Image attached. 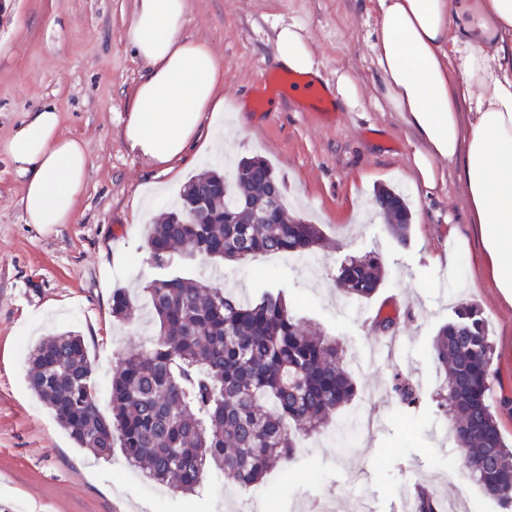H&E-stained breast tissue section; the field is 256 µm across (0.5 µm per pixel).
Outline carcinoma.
<instances>
[{
    "label": "carcinoma",
    "mask_w": 512,
    "mask_h": 512,
    "mask_svg": "<svg viewBox=\"0 0 512 512\" xmlns=\"http://www.w3.org/2000/svg\"><path fill=\"white\" fill-rule=\"evenodd\" d=\"M285 192L268 162L243 157L228 172L209 170L189 180L177 204L153 225L147 248L160 274L145 294L157 331L148 347L115 365L112 418L99 411L82 336L64 332L34 346L28 388L77 447L105 460L119 447L151 479L178 491H195L207 466L246 490L273 464L292 462L297 434L324 428L352 400L355 383L343 346L293 315L285 289L268 287L242 301L218 282L173 269L183 247L193 256L227 261L313 253L322 227L289 219ZM374 202L390 235L406 243L412 213L404 195L382 187ZM268 204L271 222L253 223L254 211ZM335 281L346 297L371 298L383 281L379 254L345 259ZM133 314L126 291L115 289L112 317L128 322ZM432 351L447 376L438 405L452 418L465 470L512 508V448L488 403L493 346L481 309L456 307ZM392 390L404 406L419 402L418 388L398 373ZM413 502L415 512H441L426 485L415 488Z\"/></svg>",
    "instance_id": "obj_1"
}]
</instances>
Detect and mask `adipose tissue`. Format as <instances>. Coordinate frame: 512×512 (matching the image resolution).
Returning a JSON list of instances; mask_svg holds the SVG:
<instances>
[{"instance_id":"adipose-tissue-1","label":"adipose tissue","mask_w":512,"mask_h":512,"mask_svg":"<svg viewBox=\"0 0 512 512\" xmlns=\"http://www.w3.org/2000/svg\"><path fill=\"white\" fill-rule=\"evenodd\" d=\"M374 3L380 96L421 142L408 177L433 192L447 173L456 175L485 276L512 304V0H486L496 25L492 43L486 26L457 28L456 0ZM188 7L189 0H135L126 34L143 71L123 104V136L165 172L186 160L213 113L224 109L221 61L183 34ZM273 41L279 70L318 75L304 26L275 24ZM454 56L463 60L455 75L448 70ZM465 101L473 104L467 117ZM0 149L23 179L26 223H73L89 157L81 140L61 134L55 106L27 113Z\"/></svg>"}]
</instances>
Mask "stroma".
I'll list each match as a JSON object with an SVG mask.
<instances>
[{
    "label": "stroma",
    "mask_w": 512,
    "mask_h": 512,
    "mask_svg": "<svg viewBox=\"0 0 512 512\" xmlns=\"http://www.w3.org/2000/svg\"><path fill=\"white\" fill-rule=\"evenodd\" d=\"M0 11V142L27 112L54 105L63 135L84 141L90 159L86 189L70 224H29L23 182L0 153V512H321L344 487L368 499L371 512H411L405 494L431 487L464 512H504L483 489L448 478L461 451L437 405L445 387L431 355L434 336L462 303L477 304L489 323L493 376L488 401L512 442V306L489 288L474 258L472 226L455 176L425 194L405 177L417 136L378 100L370 0H189L183 33L207 43L224 65V110L212 142L161 174L123 136V102L142 65L125 40L134 0H6ZM305 26L335 82L350 72L359 104L337 120L295 112L280 97L252 111L264 74L272 72V26ZM259 156L286 185L288 214L322 225L325 245L315 275L304 257L268 256L221 264L225 287L246 298L278 284L293 313L339 340L351 363L356 398L336 421L376 419L373 433L335 439L301 437L291 473L273 468L243 491L205 469L196 492L183 493L131 467L121 450L103 460L76 447L51 409L27 387L28 351L73 331L94 364L99 406L111 415L109 382L118 360L150 340L146 318L112 317V292L144 300L157 271L146 248L148 225L191 178L225 159ZM402 192L413 213L407 244L395 241L374 208L373 192ZM379 253L386 273L370 299L337 295L345 258ZM399 313L395 355L375 352L369 324L385 304ZM420 391L405 410L391 391L394 373Z\"/></svg>",
    "instance_id": "obj_1"
}]
</instances>
